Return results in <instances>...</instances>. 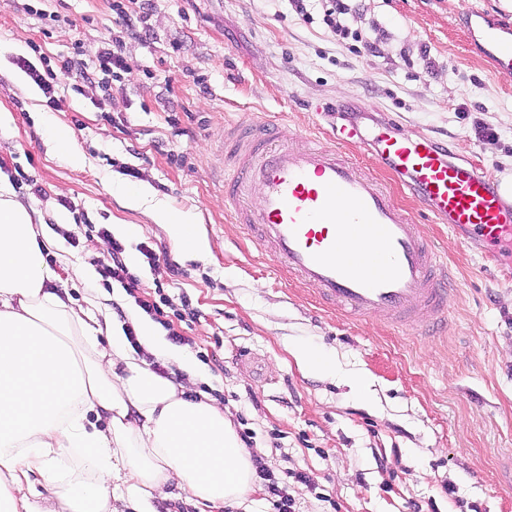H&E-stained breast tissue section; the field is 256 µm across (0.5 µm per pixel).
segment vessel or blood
<instances>
[{"instance_id":"vessel-or-blood-1","label":"vessel or blood","mask_w":512,"mask_h":512,"mask_svg":"<svg viewBox=\"0 0 512 512\" xmlns=\"http://www.w3.org/2000/svg\"><path fill=\"white\" fill-rule=\"evenodd\" d=\"M478 43L501 74H512V35L487 23ZM373 152L432 223L447 225L493 262L512 241V201L496 176L451 160L432 137L358 121L333 143L297 146L283 123L224 131V205L258 250L318 299L353 317L376 315L411 327L448 307V265L419 225L391 199L355 152Z\"/></svg>"}]
</instances>
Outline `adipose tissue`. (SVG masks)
I'll use <instances>...</instances> for the list:
<instances>
[{"label": "adipose tissue", "instance_id": "1", "mask_svg": "<svg viewBox=\"0 0 512 512\" xmlns=\"http://www.w3.org/2000/svg\"><path fill=\"white\" fill-rule=\"evenodd\" d=\"M126 205L149 207L179 252L210 250L192 218L155 200L149 185L128 192ZM39 234L0 184V512H114L116 497L125 512H156L178 490L204 512L227 504L252 512L253 455L223 408L196 393L191 361L141 323L146 348L185 373L178 383L161 376L110 319L48 291L58 274ZM102 336L109 347L99 346ZM102 410L103 428L89 419ZM70 458L76 470L62 469ZM36 474L52 496L36 491Z\"/></svg>", "mask_w": 512, "mask_h": 512}]
</instances>
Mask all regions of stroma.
<instances>
[{
  "label": "stroma",
  "instance_id": "stroma-1",
  "mask_svg": "<svg viewBox=\"0 0 512 512\" xmlns=\"http://www.w3.org/2000/svg\"><path fill=\"white\" fill-rule=\"evenodd\" d=\"M38 4L44 14L33 13ZM352 5L347 24L364 41L355 51L323 24L319 0L308 22L287 0H147L150 31L122 39L126 70L112 83L107 122L93 105L99 88L76 92L59 78L55 110L12 62L35 44L50 58L77 49L93 60L122 29L107 0H0V113L12 117L0 134V181L17 166L46 188L18 187L14 197L34 210L58 270L50 291L82 307L95 299L119 327L140 310L123 288L103 285L97 246L101 229L134 226L123 239L130 271L173 306L197 310L174 328L191 341L198 383L220 393L235 431L251 432L295 512H512V280L496 278L447 225L422 221L452 277L444 317L414 328L350 317L276 271L226 215L225 128L283 112L302 143L365 101V127L427 133L496 177L512 174V76L496 74L465 29L512 30V0ZM51 118L73 131L83 167L53 154ZM478 124L496 139L478 137ZM144 183L193 215L212 252H178L168 225L126 207L124 191ZM296 343L335 356V376L304 372L290 353ZM359 376L372 401L352 391ZM299 471L314 487L290 480Z\"/></svg>",
  "mask_w": 512,
  "mask_h": 512
}]
</instances>
